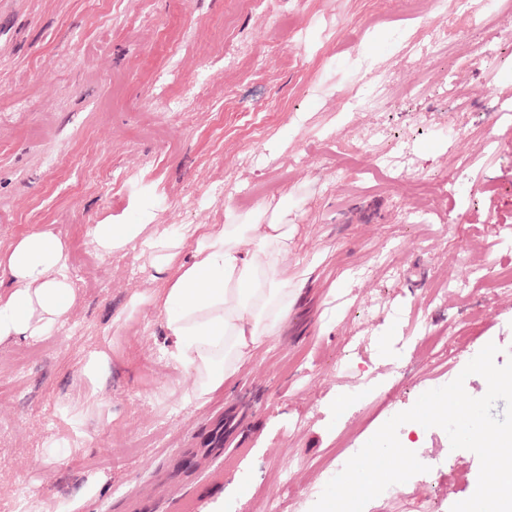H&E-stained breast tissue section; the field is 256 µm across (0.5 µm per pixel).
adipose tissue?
Returning a JSON list of instances; mask_svg holds the SVG:
<instances>
[{"instance_id":"ef3b65f1","label":"adipose tissue","mask_w":512,"mask_h":512,"mask_svg":"<svg viewBox=\"0 0 512 512\" xmlns=\"http://www.w3.org/2000/svg\"><path fill=\"white\" fill-rule=\"evenodd\" d=\"M295 224H96L102 253L145 248L164 277L154 303L172 345L170 360L189 370L193 395L206 399L270 342L300 290L288 267ZM190 258H183L186 243ZM70 249L51 230L36 228L0 256V343L37 340L79 303L68 275Z\"/></svg>"}]
</instances>
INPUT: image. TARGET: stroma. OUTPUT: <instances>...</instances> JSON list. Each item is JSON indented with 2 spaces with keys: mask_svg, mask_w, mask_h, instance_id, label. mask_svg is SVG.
Masks as SVG:
<instances>
[{
  "mask_svg": "<svg viewBox=\"0 0 512 512\" xmlns=\"http://www.w3.org/2000/svg\"><path fill=\"white\" fill-rule=\"evenodd\" d=\"M435 21L452 39L418 50ZM489 36L506 40L495 71L474 61ZM381 71L398 85L389 106L353 108ZM197 78L203 95L164 111ZM511 105L512 0H473L467 17L433 0H0V252L50 229L80 296L51 335L0 343V512H276L291 495L310 512L340 439L363 447L385 423L369 410L410 409L486 344L504 365L512 291L467 273L512 261ZM380 130L408 171L372 155ZM460 154L470 198L408 217L414 181L444 180ZM230 220L299 225L288 263L309 274L280 334L198 401L164 355L161 279L88 231ZM463 279L466 297L430 294ZM459 325L472 348L420 347L421 330ZM238 413L245 447L200 453L202 429ZM398 434L429 470L364 512H450L472 495L475 453L438 427Z\"/></svg>",
  "mask_w": 512,
  "mask_h": 512,
  "instance_id": "1",
  "label": "stroma"
}]
</instances>
